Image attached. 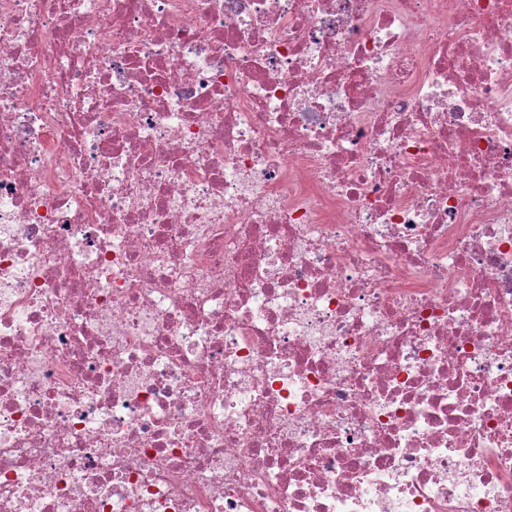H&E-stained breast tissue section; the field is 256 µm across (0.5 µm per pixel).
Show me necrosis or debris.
<instances>
[{
	"mask_svg": "<svg viewBox=\"0 0 512 512\" xmlns=\"http://www.w3.org/2000/svg\"><path fill=\"white\" fill-rule=\"evenodd\" d=\"M0 512H512V0H0Z\"/></svg>",
	"mask_w": 512,
	"mask_h": 512,
	"instance_id": "4bbe7bcc",
	"label": "necrosis or debris"
}]
</instances>
